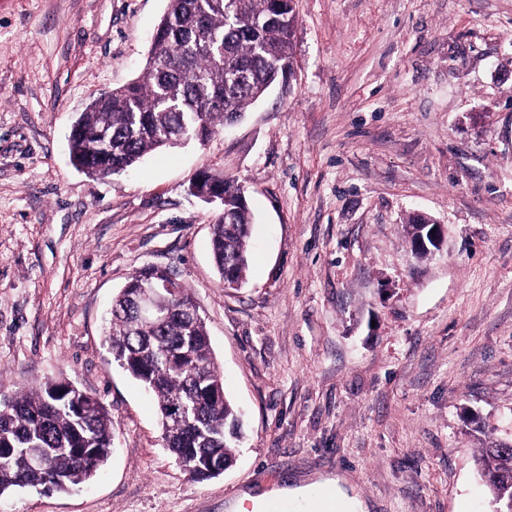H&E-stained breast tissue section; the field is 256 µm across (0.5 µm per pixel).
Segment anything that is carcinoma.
Returning <instances> with one entry per match:
<instances>
[{
	"label": "carcinoma",
	"mask_w": 512,
	"mask_h": 512,
	"mask_svg": "<svg viewBox=\"0 0 512 512\" xmlns=\"http://www.w3.org/2000/svg\"><path fill=\"white\" fill-rule=\"evenodd\" d=\"M293 0H167L142 77L95 98L68 136L74 166L94 176L130 170L150 152L188 136L206 143L292 70ZM224 199L211 227L220 281L245 283L252 213L243 186L217 174L195 180ZM132 274L112 300L105 343L117 365L156 402L165 448L192 478L207 480L235 459L241 414L229 400L191 289L176 284L165 316L139 317L137 293L156 274ZM111 416L96 396L46 381L0 405V496L22 480L49 477L64 493L90 479L113 451ZM476 463L497 512L512 503V444L489 439Z\"/></svg>",
	"instance_id": "obj_1"
}]
</instances>
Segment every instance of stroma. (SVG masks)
I'll return each instance as SVG.
<instances>
[{
    "instance_id": "1",
    "label": "stroma",
    "mask_w": 512,
    "mask_h": 512,
    "mask_svg": "<svg viewBox=\"0 0 512 512\" xmlns=\"http://www.w3.org/2000/svg\"><path fill=\"white\" fill-rule=\"evenodd\" d=\"M166 0H0V399L64 379L114 449L64 494L0 512H228L328 480L365 512H491L475 457L512 442V0H295L293 70L205 144L98 178L67 138L138 79ZM254 213L245 284L210 252L221 205ZM420 213L444 248L412 257ZM157 265L190 288L243 413L235 464L190 477L104 344L115 293ZM408 224L405 225V232L406 235L410 241L411 244V254L414 258L420 260L424 258H428L435 254L436 252H439L441 249L439 247L435 248L430 246V248H433L432 250H415L412 247V240L416 235V231L420 229V224H433L435 229V232H432V236L434 238H442L443 240L446 238L447 235V228L443 224H434L433 219L429 218L427 216L423 215H416L411 218H409Z\"/></svg>"
}]
</instances>
